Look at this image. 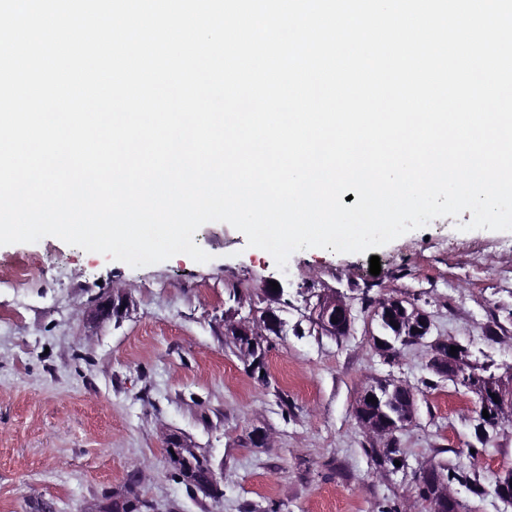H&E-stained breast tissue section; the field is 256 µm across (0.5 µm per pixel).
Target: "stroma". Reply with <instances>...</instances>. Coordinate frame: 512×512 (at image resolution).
<instances>
[{"instance_id":"1","label":"stroma","mask_w":512,"mask_h":512,"mask_svg":"<svg viewBox=\"0 0 512 512\" xmlns=\"http://www.w3.org/2000/svg\"><path fill=\"white\" fill-rule=\"evenodd\" d=\"M471 219H434L372 255L297 251L283 270L221 222L194 236L212 256L204 264L179 254L133 268L55 237L0 246V512H99L137 462L147 470L135 491L151 512H425L414 480L430 464L451 472L462 512H512L495 492L512 469V423L478 440L475 395L435 376L425 346L386 361L371 340L375 304L404 296L428 315L431 337L512 364V231H459ZM23 263L33 271L19 285ZM273 281L285 327L262 381L222 324L260 314ZM116 291L123 314L83 325ZM320 293L350 305L347 335L310 322ZM389 379L417 395L413 422L395 435V470L375 465L354 417L361 391ZM255 428L269 447L250 446ZM170 434L223 470L219 496L178 481Z\"/></svg>"}]
</instances>
